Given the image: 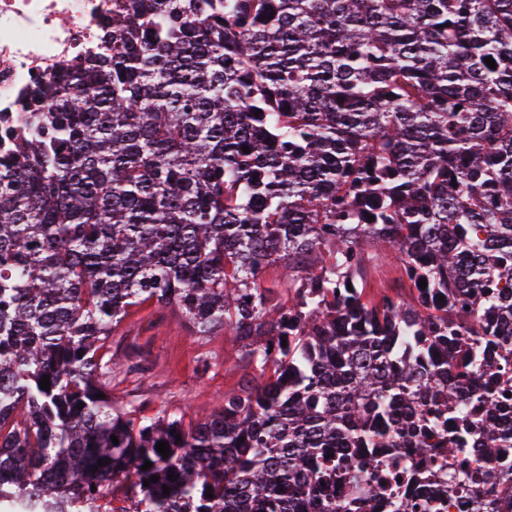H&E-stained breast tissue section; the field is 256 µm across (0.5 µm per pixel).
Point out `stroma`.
<instances>
[{
    "label": "stroma",
    "mask_w": 512,
    "mask_h": 512,
    "mask_svg": "<svg viewBox=\"0 0 512 512\" xmlns=\"http://www.w3.org/2000/svg\"><path fill=\"white\" fill-rule=\"evenodd\" d=\"M365 256L367 300L376 302L386 295L412 300L398 254L382 258L369 248ZM111 342L113 360L136 368L113 381L112 399L143 417L154 416L163 404L185 420L202 419L223 402L225 393L259 376L244 359L242 341L220 331L197 335L177 307H161L151 300L130 309Z\"/></svg>",
    "instance_id": "1"
}]
</instances>
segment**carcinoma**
<instances>
[{
	"mask_svg": "<svg viewBox=\"0 0 512 512\" xmlns=\"http://www.w3.org/2000/svg\"><path fill=\"white\" fill-rule=\"evenodd\" d=\"M38 98L0 157V512H336L420 428V458L492 462L463 512H512L484 499L512 484V0H113ZM366 245L414 302L364 301ZM148 300L260 378L202 421L116 409L105 351ZM260 279L264 287H272L278 284L279 300L288 305V268L284 264L277 263L267 267Z\"/></svg>",
	"mask_w": 512,
	"mask_h": 512,
	"instance_id": "obj_1",
	"label": "carcinoma"
}]
</instances>
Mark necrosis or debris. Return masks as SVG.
Segmentation results:
<instances>
[{
    "label": "necrosis or debris",
    "instance_id": "necrosis-or-debris-1",
    "mask_svg": "<svg viewBox=\"0 0 512 512\" xmlns=\"http://www.w3.org/2000/svg\"><path fill=\"white\" fill-rule=\"evenodd\" d=\"M112 0H0V155L27 137L23 121L46 77L83 65L104 45ZM386 467L362 472V494L384 500L403 493L414 478V512H460L462 489L453 477L485 468L476 450L448 458H418L410 449H390Z\"/></svg>",
    "mask_w": 512,
    "mask_h": 512
}]
</instances>
